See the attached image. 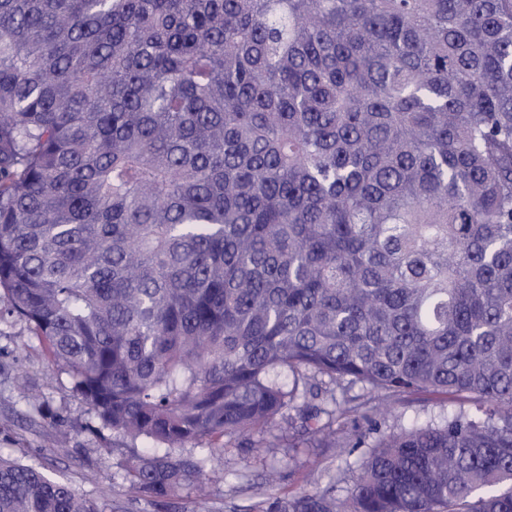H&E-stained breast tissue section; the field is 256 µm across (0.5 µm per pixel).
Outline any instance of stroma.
I'll return each mask as SVG.
<instances>
[{
    "instance_id": "stroma-1",
    "label": "stroma",
    "mask_w": 512,
    "mask_h": 512,
    "mask_svg": "<svg viewBox=\"0 0 512 512\" xmlns=\"http://www.w3.org/2000/svg\"><path fill=\"white\" fill-rule=\"evenodd\" d=\"M472 395L411 393L392 399L386 423L394 429L440 421L475 410ZM145 440H129L102 427L94 410L73 388L70 372L50 358L29 325L16 318L0 321V453L23 463L48 467L102 512H159L131 491L122 466L144 454ZM292 461L276 483L257 448L236 441L215 459L208 485L210 512H246L267 496H287L319 485L346 497L367 448L352 455L304 444L290 449Z\"/></svg>"
}]
</instances>
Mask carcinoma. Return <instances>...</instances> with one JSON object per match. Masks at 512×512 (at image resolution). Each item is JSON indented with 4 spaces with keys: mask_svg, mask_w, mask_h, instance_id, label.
<instances>
[{
    "mask_svg": "<svg viewBox=\"0 0 512 512\" xmlns=\"http://www.w3.org/2000/svg\"><path fill=\"white\" fill-rule=\"evenodd\" d=\"M4 316L156 503L285 424L378 438L257 512H512V0H0ZM412 392L481 414L378 430ZM0 512L101 510L0 454Z\"/></svg>",
    "mask_w": 512,
    "mask_h": 512,
    "instance_id": "1",
    "label": "carcinoma"
}]
</instances>
